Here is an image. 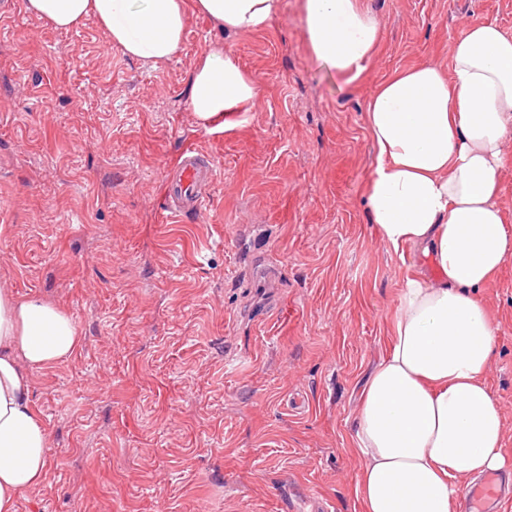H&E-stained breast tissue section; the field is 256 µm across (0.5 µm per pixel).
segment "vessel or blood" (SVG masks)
Wrapping results in <instances>:
<instances>
[{
    "label": "vessel or blood",
    "instance_id": "1",
    "mask_svg": "<svg viewBox=\"0 0 512 512\" xmlns=\"http://www.w3.org/2000/svg\"><path fill=\"white\" fill-rule=\"evenodd\" d=\"M215 178L214 163L207 155L193 148L185 149L165 177L163 201L166 208L175 213L201 211ZM503 499L500 477L486 475L471 486L466 512H483L484 505Z\"/></svg>",
    "mask_w": 512,
    "mask_h": 512
}]
</instances>
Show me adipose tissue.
Instances as JSON below:
<instances>
[{
  "label": "adipose tissue",
  "mask_w": 512,
  "mask_h": 512,
  "mask_svg": "<svg viewBox=\"0 0 512 512\" xmlns=\"http://www.w3.org/2000/svg\"><path fill=\"white\" fill-rule=\"evenodd\" d=\"M26 8L62 29L95 17L111 44L150 63L170 60L185 36L184 0H26ZM194 8L248 33L265 29L281 0H194ZM300 9L311 57L347 82L362 79L380 39L377 17L361 0H301ZM260 94L215 47L191 73L188 107L207 122L248 111ZM365 129L367 206L379 242L432 256L439 275L401 286L390 348L354 415V493L362 512H456L460 480L512 470L486 379L499 328L482 295L512 260V225L498 200L512 164V34L494 22L468 24L449 66H410L377 85ZM80 343L66 312L0 289V512H15L51 464L34 376Z\"/></svg>",
  "instance_id": "ef3b65f1"
}]
</instances>
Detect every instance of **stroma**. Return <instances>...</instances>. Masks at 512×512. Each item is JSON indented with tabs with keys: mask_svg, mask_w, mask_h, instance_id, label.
Instances as JSON below:
<instances>
[{
	"mask_svg": "<svg viewBox=\"0 0 512 512\" xmlns=\"http://www.w3.org/2000/svg\"><path fill=\"white\" fill-rule=\"evenodd\" d=\"M15 2L0 15V289L59 306L82 338L35 376L52 466L17 512H360L359 395L402 280L434 267L368 222L365 103L398 69L449 65L468 23L512 33V0H362L381 35L352 84L309 56L299 0L257 33L188 12L157 64L95 18L63 31ZM218 45L261 88L219 128L187 104ZM189 144L217 177L177 217L162 183ZM484 297L512 455V260Z\"/></svg>",
	"mask_w": 512,
	"mask_h": 512,
	"instance_id": "obj_1",
	"label": "stroma"
}]
</instances>
